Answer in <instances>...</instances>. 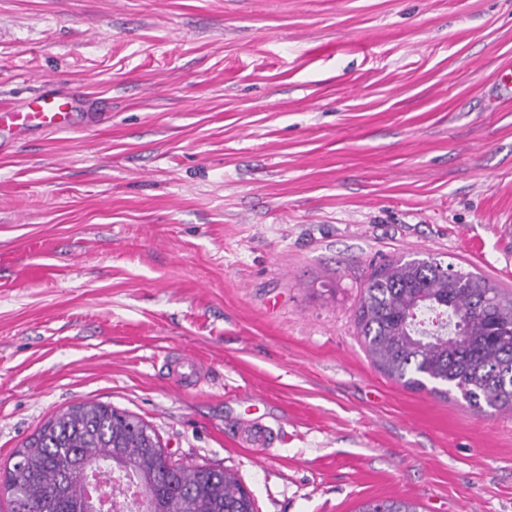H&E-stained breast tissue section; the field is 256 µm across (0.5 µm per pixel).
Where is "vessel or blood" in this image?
Wrapping results in <instances>:
<instances>
[{
    "mask_svg": "<svg viewBox=\"0 0 512 512\" xmlns=\"http://www.w3.org/2000/svg\"><path fill=\"white\" fill-rule=\"evenodd\" d=\"M72 103L63 94L50 93L28 102L26 108L12 109L0 113V133L13 135L26 133L40 127L61 130L70 127Z\"/></svg>",
    "mask_w": 512,
    "mask_h": 512,
    "instance_id": "1",
    "label": "vessel or blood"
}]
</instances>
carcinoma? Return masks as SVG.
<instances>
[{
    "mask_svg": "<svg viewBox=\"0 0 512 512\" xmlns=\"http://www.w3.org/2000/svg\"><path fill=\"white\" fill-rule=\"evenodd\" d=\"M356 320L372 363L413 389L456 390L475 408L512 410V295L487 277L430 258L393 259L371 273ZM5 474L10 512H87L86 474L102 466L140 486L120 512H254L236 473L168 461L139 417L85 402L58 412L17 449ZM356 512H420L407 498L368 499Z\"/></svg>",
    "mask_w": 512,
    "mask_h": 512,
    "instance_id": "carcinoma-1",
    "label": "carcinoma"
}]
</instances>
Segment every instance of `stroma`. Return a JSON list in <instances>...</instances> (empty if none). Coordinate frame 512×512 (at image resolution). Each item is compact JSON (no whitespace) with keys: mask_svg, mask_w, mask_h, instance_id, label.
I'll use <instances>...</instances> for the list:
<instances>
[{"mask_svg":"<svg viewBox=\"0 0 512 512\" xmlns=\"http://www.w3.org/2000/svg\"><path fill=\"white\" fill-rule=\"evenodd\" d=\"M49 87L73 124L0 150V472L94 401L255 512H512V411L355 322L401 256L512 292V0H0V108ZM356 512H422L414 501L407 498L368 499Z\"/></svg>","mask_w":512,"mask_h":512,"instance_id":"1","label":"stroma"}]
</instances>
